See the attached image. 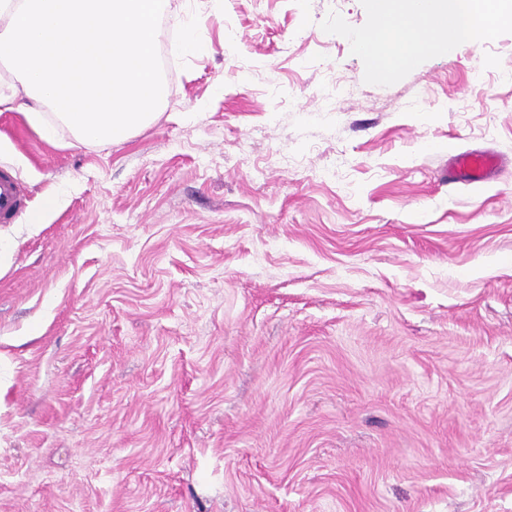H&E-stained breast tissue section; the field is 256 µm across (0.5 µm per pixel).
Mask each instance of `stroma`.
<instances>
[{
  "label": "stroma",
  "mask_w": 512,
  "mask_h": 512,
  "mask_svg": "<svg viewBox=\"0 0 512 512\" xmlns=\"http://www.w3.org/2000/svg\"><path fill=\"white\" fill-rule=\"evenodd\" d=\"M164 17L128 139L0 114V512H512V23L378 78L368 0ZM499 159L486 151H467L454 156L448 168V182H463L471 185L483 184L497 169ZM24 206L22 184L6 168H0V223H13Z\"/></svg>",
  "instance_id": "stroma-1"
}]
</instances>
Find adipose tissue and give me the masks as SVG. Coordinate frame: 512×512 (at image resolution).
I'll list each match as a JSON object with an SVG mask.
<instances>
[{"label": "adipose tissue", "mask_w": 512, "mask_h": 512, "mask_svg": "<svg viewBox=\"0 0 512 512\" xmlns=\"http://www.w3.org/2000/svg\"><path fill=\"white\" fill-rule=\"evenodd\" d=\"M164 0H0V113L25 112L82 143L121 141L149 123L163 98L155 66ZM376 24L358 39L374 71L404 70L435 48L455 50L500 10L480 0H371Z\"/></svg>", "instance_id": "ef3b65f1"}]
</instances>
